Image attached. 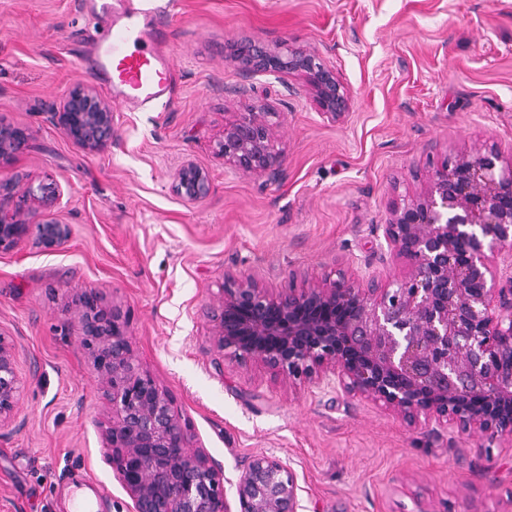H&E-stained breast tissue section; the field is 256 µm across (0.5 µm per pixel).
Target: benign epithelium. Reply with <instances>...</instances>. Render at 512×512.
<instances>
[{
  "label": "benign epithelium",
  "mask_w": 512,
  "mask_h": 512,
  "mask_svg": "<svg viewBox=\"0 0 512 512\" xmlns=\"http://www.w3.org/2000/svg\"><path fill=\"white\" fill-rule=\"evenodd\" d=\"M239 60L254 75L302 76L322 119L347 114L349 93L317 52L251 42ZM278 116L248 106L224 123L217 154L243 173L277 179ZM52 117L86 151L112 147V107L93 86L72 88ZM30 137L27 128L0 123V160ZM175 190L197 201L209 193V175L186 161ZM60 197L56 182H0V255L30 238L45 252L60 246L69 235L56 214ZM383 238L408 265L392 283L341 271L308 287L297 286L294 274L276 287L225 276L212 346L290 387L334 383L345 395L378 401L413 430L477 434L487 452L512 445V274L500 275L497 264L512 257V152L484 142L443 156L420 191L392 204ZM75 302L110 411L103 457L130 512H305L304 487L279 457L256 454L230 478L190 451L192 430L136 360L121 307L103 306L95 288ZM22 392L13 344L0 332V426Z\"/></svg>",
  "instance_id": "obj_1"
}]
</instances>
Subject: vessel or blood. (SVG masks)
Masks as SVG:
<instances>
[{"mask_svg":"<svg viewBox=\"0 0 512 512\" xmlns=\"http://www.w3.org/2000/svg\"><path fill=\"white\" fill-rule=\"evenodd\" d=\"M119 7L124 23H106L94 40L98 67L123 104H159L170 96L173 59L157 45L159 32L144 0H121Z\"/></svg>","mask_w":512,"mask_h":512,"instance_id":"b4317fda","label":"vessel or blood"}]
</instances>
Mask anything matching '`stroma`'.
<instances>
[{
    "mask_svg": "<svg viewBox=\"0 0 512 512\" xmlns=\"http://www.w3.org/2000/svg\"><path fill=\"white\" fill-rule=\"evenodd\" d=\"M89 2L0 0V121L31 133L0 180L58 181L70 229L53 252L28 240L0 256V333L24 385L0 427V512H76L80 488L91 512H129L102 456L106 401L74 303L84 288L126 313L139 363L226 476L267 452L296 472L307 512H415L420 500L512 512V447L480 455L479 436L409 430L332 385L287 388L210 343L225 275L405 274L382 244L392 202L445 153L512 148V0H171L170 99L112 100L115 140L97 153L52 118L76 85H102ZM248 40L321 53L350 91L344 120H323L300 76H248L235 58ZM258 102L280 115L274 182L215 152L225 120ZM186 161L210 178L195 203L175 191Z\"/></svg>",
    "mask_w": 512,
    "mask_h": 512,
    "instance_id": "1",
    "label": "stroma"
}]
</instances>
